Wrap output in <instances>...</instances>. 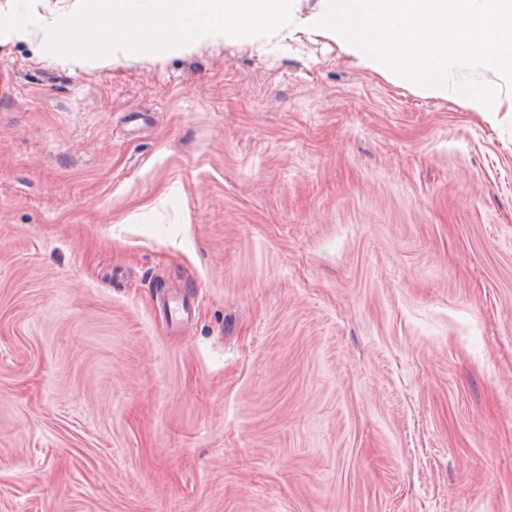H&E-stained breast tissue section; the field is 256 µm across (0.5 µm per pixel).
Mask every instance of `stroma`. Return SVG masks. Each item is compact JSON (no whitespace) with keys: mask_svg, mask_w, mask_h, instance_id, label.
I'll use <instances>...</instances> for the list:
<instances>
[{"mask_svg":"<svg viewBox=\"0 0 512 512\" xmlns=\"http://www.w3.org/2000/svg\"><path fill=\"white\" fill-rule=\"evenodd\" d=\"M2 84L0 512H512V112L300 25Z\"/></svg>","mask_w":512,"mask_h":512,"instance_id":"stroma-1","label":"stroma"}]
</instances>
